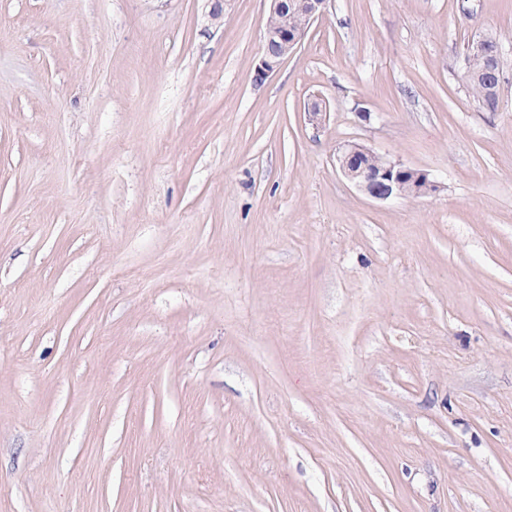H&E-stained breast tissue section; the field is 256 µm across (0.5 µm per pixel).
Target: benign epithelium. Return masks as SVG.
<instances>
[{
    "mask_svg": "<svg viewBox=\"0 0 512 512\" xmlns=\"http://www.w3.org/2000/svg\"><path fill=\"white\" fill-rule=\"evenodd\" d=\"M328 0H269L262 54L256 65L254 81L258 82L274 72L305 38L311 24L323 15ZM300 13L303 22L288 24L291 15ZM473 52L488 56L491 65L489 76L495 83L501 76L495 73L502 49L490 35L483 34L472 43ZM305 114L314 126H321L327 117V104L314 98L307 104ZM370 148L351 142L344 145L337 155L341 173L358 189L372 198L387 200L391 197H423L436 193L439 184L423 169L408 166L400 161L381 158L376 169L367 171L363 158L373 156Z\"/></svg>",
    "mask_w": 512,
    "mask_h": 512,
    "instance_id": "7a95c632",
    "label": "benign epithelium"
}]
</instances>
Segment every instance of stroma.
Masks as SVG:
<instances>
[{
    "instance_id": "obj_1",
    "label": "stroma",
    "mask_w": 512,
    "mask_h": 512,
    "mask_svg": "<svg viewBox=\"0 0 512 512\" xmlns=\"http://www.w3.org/2000/svg\"><path fill=\"white\" fill-rule=\"evenodd\" d=\"M267 13L0 0V512H512V0ZM262 54L256 65L254 81H262L274 72L305 38L311 24L323 15L328 0H269ZM301 13L304 20L295 16ZM497 44L490 35L483 34L472 43V52L488 56V61L491 65L489 76L493 82L499 87V79H501V71L495 73V67L498 66L501 58L502 42L500 38L495 36ZM503 46V45H502ZM487 65L483 57L474 54L470 58V65L466 69H462L461 77L464 80L466 87L472 96L473 100L487 112H495L499 106L495 99L494 87L490 84V79L486 73ZM374 155L377 154L370 148L356 142L345 144L337 155L341 173L370 197L378 200L391 197H423L439 190V184L428 171L400 161L381 157L375 170L365 171L363 158ZM378 162V157L364 158V163L369 168L375 167Z\"/></svg>"
}]
</instances>
